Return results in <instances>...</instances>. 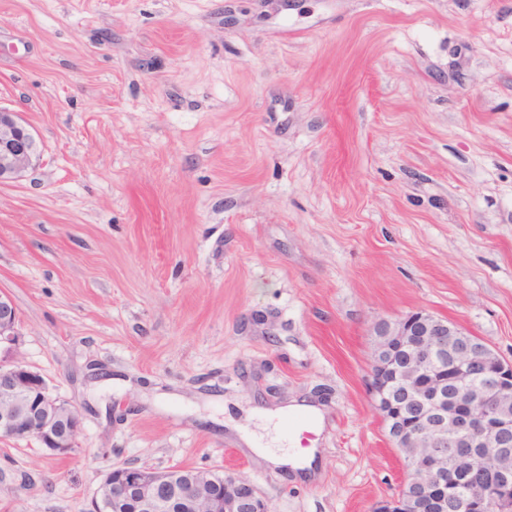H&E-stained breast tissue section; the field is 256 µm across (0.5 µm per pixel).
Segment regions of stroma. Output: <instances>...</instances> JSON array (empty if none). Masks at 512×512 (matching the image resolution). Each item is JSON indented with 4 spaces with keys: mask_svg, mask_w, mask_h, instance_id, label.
I'll return each mask as SVG.
<instances>
[{
    "mask_svg": "<svg viewBox=\"0 0 512 512\" xmlns=\"http://www.w3.org/2000/svg\"><path fill=\"white\" fill-rule=\"evenodd\" d=\"M18 355L74 451L0 439V512H88L115 464L243 476L271 512H370L404 462L373 324L423 310L512 362V0H0ZM310 399L319 472L297 446ZM38 143L17 112L0 108V185L16 182L37 158ZM254 449L261 456L275 464L284 466L290 464L294 480H306L313 477L316 473L318 465L316 461V448H307L302 452H293L290 456L288 454L278 455L270 448Z\"/></svg>",
    "mask_w": 512,
    "mask_h": 512,
    "instance_id": "stroma-1",
    "label": "stroma"
}]
</instances>
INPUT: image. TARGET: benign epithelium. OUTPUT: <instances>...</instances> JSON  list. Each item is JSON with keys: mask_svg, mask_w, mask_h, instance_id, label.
Listing matches in <instances>:
<instances>
[{"mask_svg": "<svg viewBox=\"0 0 512 512\" xmlns=\"http://www.w3.org/2000/svg\"><path fill=\"white\" fill-rule=\"evenodd\" d=\"M38 143L16 112L0 108V185L16 182ZM18 309L0 291V439H33L67 456L82 412L51 396L44 376L15 356ZM369 388L390 443L408 461L398 494L372 512H506L512 503V362L480 338L416 311L373 327ZM454 449L455 465L448 464ZM92 512H271L248 479L193 467L114 465ZM496 480L488 482L484 473Z\"/></svg>", "mask_w": 512, "mask_h": 512, "instance_id": "1", "label": "benign epithelium"}]
</instances>
